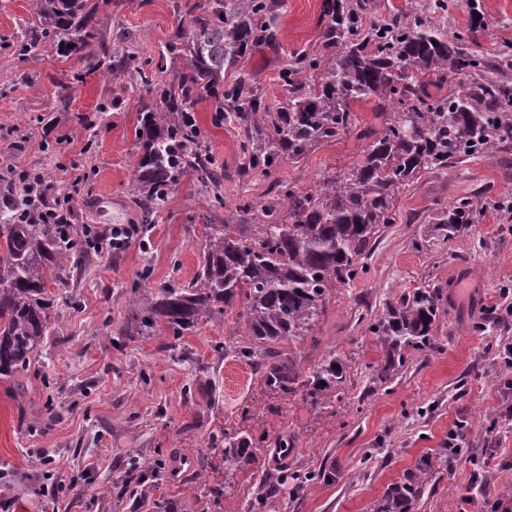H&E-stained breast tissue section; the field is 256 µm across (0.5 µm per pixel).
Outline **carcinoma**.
I'll list each match as a JSON object with an SVG mask.
<instances>
[{
	"label": "carcinoma",
	"instance_id": "1",
	"mask_svg": "<svg viewBox=\"0 0 512 512\" xmlns=\"http://www.w3.org/2000/svg\"><path fill=\"white\" fill-rule=\"evenodd\" d=\"M29 5L12 56L34 59L50 38L62 57L76 54L83 63L63 90L86 73L110 88L133 71L159 99L140 112V150L131 164L129 199L145 232L186 175L211 210L225 208L224 169L203 146L194 116L199 102L216 103L214 124L236 119L242 125V176L269 175L281 162H297L348 135L367 140L363 164L323 173L307 188L277 180L272 204L259 210L238 206L234 224H204L192 280L154 289L132 285L125 300L128 318L116 331L129 340L162 330L179 338L233 312L236 341L224 342V353L254 366L267 391L303 394L316 407L343 401L347 367L336 355L305 370L297 359L282 356L278 345L312 336L330 300L367 272L381 231L396 223L397 204L410 187L426 175L512 149V41L485 54L473 47L475 27L450 34L430 18L409 19L398 7L367 26V0H322L320 42L290 53L279 73L285 101L272 104L257 94L243 98L244 80L227 85L224 74L257 42L275 40L274 0H179L175 8L190 24L173 31L149 76L141 66L130 68L133 56L112 47L95 22L99 0ZM430 78L449 83L448 92L427 94ZM362 100L374 102L382 117L379 129H360L351 104ZM489 208L512 211V200L460 195L424 218L430 234L421 241L465 235ZM107 246L99 227H86L73 210L56 224H15L10 210L0 209V375L28 372L52 327L45 294L56 272L80 266ZM442 316L443 287L428 280L399 291L382 313L359 317L386 353L383 363L371 367L374 386L394 380L406 363L405 351L436 347ZM263 443L265 437L235 427L208 435L210 453L196 458L199 512H223L233 472L253 464L263 498L288 484L297 490L309 478L325 477L260 464ZM211 453L222 458L228 477L215 486L207 483ZM446 469L447 455L427 459L392 484L374 512H417ZM161 470L160 462L131 460L112 495L145 507L138 490Z\"/></svg>",
	"mask_w": 512,
	"mask_h": 512
}]
</instances>
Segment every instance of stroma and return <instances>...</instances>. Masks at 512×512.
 <instances>
[{
    "instance_id": "stroma-1",
    "label": "stroma",
    "mask_w": 512,
    "mask_h": 512,
    "mask_svg": "<svg viewBox=\"0 0 512 512\" xmlns=\"http://www.w3.org/2000/svg\"><path fill=\"white\" fill-rule=\"evenodd\" d=\"M100 4L98 24L113 45L135 52L141 62L157 57L177 26L171 0ZM276 4L278 45H256L225 76L229 82L244 78L247 90L271 103L283 99L277 78L288 54L318 40L322 0ZM480 5L484 26L476 39L491 52L512 40V0ZM77 66L50 42L36 59L0 56V145H11L17 166L51 165L58 192L66 189L72 166H79L88 174L76 201L83 221L127 224L138 118L154 96L141 84L126 83L117 87L113 106L98 112L104 88L97 75H86L70 92L61 89ZM215 108L200 102L195 117L209 154L224 168L226 206L219 218L231 217L244 203L268 204L272 179L306 187L323 172L365 158L364 142L349 136L301 162H283L272 176L242 179L235 174L237 125H214ZM91 114L98 120L84 128L81 119ZM59 137L68 141L65 150H43L44 141ZM465 193L512 197V151L415 184L398 205L396 224L384 229L368 272L328 303L315 341L280 344L306 369L328 353L348 364V403L317 408L301 394L285 400L269 393L248 364L217 353L232 331L229 317L177 340L163 331L114 347L113 331L126 315L125 291L141 269H149L147 285L154 288L168 280L187 282L198 268L210 210L192 176L181 178L148 237L94 256L85 271H61L75 304L51 305L55 333L22 380L0 377V503L9 502L10 512H129L107 489L122 479L131 458H193L209 432L235 425L266 437L268 465H275L278 443L288 435L295 468L326 474L295 494L266 500L262 512H373L388 485L439 453L462 420L466 433L457 461L436 481L420 512H472L466 499L474 470L512 468V419L506 415L512 369L502 364L503 349L512 344V319L484 320L501 290L512 289V220L490 209L467 235L427 249L413 245L428 210ZM430 278L443 284L446 296L438 348L412 352L392 384L372 388L370 368L383 352L359 315L380 313L391 294ZM196 492L186 470L163 473L141 489L145 500L175 502L179 512H195Z\"/></svg>"
}]
</instances>
